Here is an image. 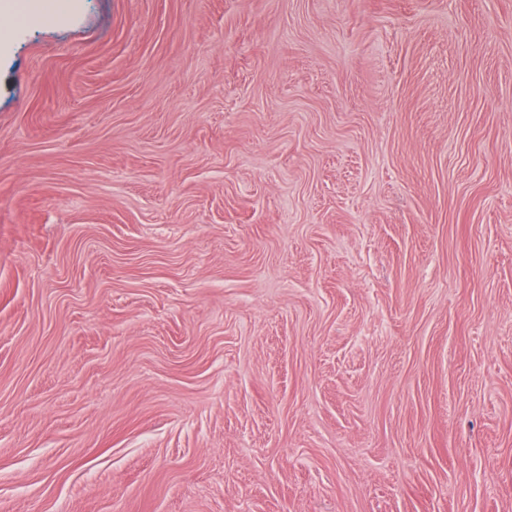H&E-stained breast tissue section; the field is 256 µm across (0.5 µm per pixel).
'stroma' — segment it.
Returning <instances> with one entry per match:
<instances>
[{"mask_svg":"<svg viewBox=\"0 0 512 512\" xmlns=\"http://www.w3.org/2000/svg\"><path fill=\"white\" fill-rule=\"evenodd\" d=\"M0 512H512V0L19 19Z\"/></svg>","mask_w":512,"mask_h":512,"instance_id":"stroma-1","label":"stroma"}]
</instances>
